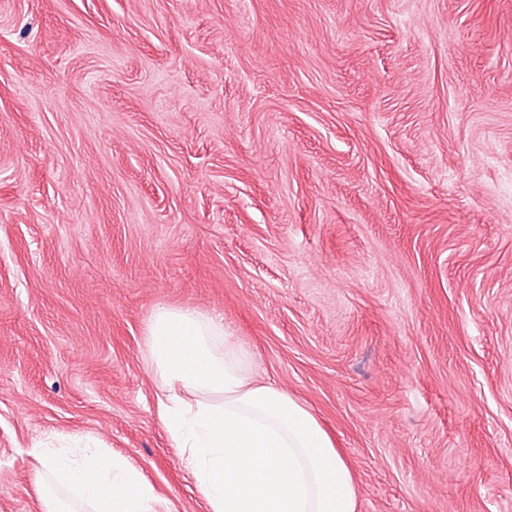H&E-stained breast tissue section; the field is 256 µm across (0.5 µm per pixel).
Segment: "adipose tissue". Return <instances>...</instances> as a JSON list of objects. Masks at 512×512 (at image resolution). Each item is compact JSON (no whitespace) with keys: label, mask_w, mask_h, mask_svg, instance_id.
<instances>
[{"label":"adipose tissue","mask_w":512,"mask_h":512,"mask_svg":"<svg viewBox=\"0 0 512 512\" xmlns=\"http://www.w3.org/2000/svg\"><path fill=\"white\" fill-rule=\"evenodd\" d=\"M146 354L163 394L159 416L207 512H357L355 476L310 408L257 380L248 349L210 315L157 308ZM43 512L59 492L83 512H157L140 472L106 448L36 449Z\"/></svg>","instance_id":"adipose-tissue-1"}]
</instances>
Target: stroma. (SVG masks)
I'll list each match as a JSON object with an SVG mask.
<instances>
[{
    "mask_svg": "<svg viewBox=\"0 0 512 512\" xmlns=\"http://www.w3.org/2000/svg\"><path fill=\"white\" fill-rule=\"evenodd\" d=\"M161 306L310 407L358 512H512V0H0V512L50 438L207 512Z\"/></svg>",
    "mask_w": 512,
    "mask_h": 512,
    "instance_id": "obj_1",
    "label": "stroma"
}]
</instances>
